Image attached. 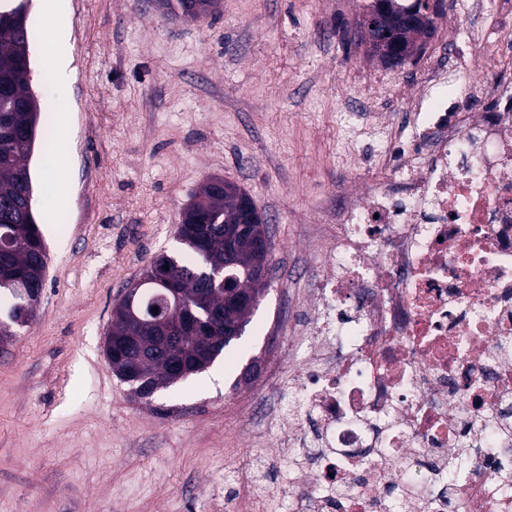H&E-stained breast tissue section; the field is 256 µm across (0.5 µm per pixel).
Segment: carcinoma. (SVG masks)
Instances as JSON below:
<instances>
[{"instance_id": "obj_1", "label": "carcinoma", "mask_w": 512, "mask_h": 512, "mask_svg": "<svg viewBox=\"0 0 512 512\" xmlns=\"http://www.w3.org/2000/svg\"><path fill=\"white\" fill-rule=\"evenodd\" d=\"M432 0H365L357 26L361 39L369 46L372 56L391 66L403 64L414 53L425 48L426 41L415 45L411 29L395 28L392 20L413 17L431 8ZM164 12L199 19L213 14L219 0H157ZM25 0H0V240L16 242L8 251H0V302L8 301L0 317V340L16 335V329L28 321L20 313L26 303L25 291L38 279L43 266L44 244L38 226L34 203V188L27 161L31 157L41 132L40 106L30 84L31 60ZM251 200L239 186L222 196L211 192L210 184L203 185L199 194L186 205L176 227V237L184 256L162 254L154 256L148 267L168 266L167 273L181 279L185 300L202 320L209 311L224 313V320H212L209 335L222 336L227 325L245 329L253 307L224 304L220 291L212 292L211 309L199 306L194 297L202 288L213 284L200 277L203 270L224 266V281L243 292L261 294L265 291L256 277L258 267L270 262V256L256 248L257 238H243L234 261H224V225L238 224L242 218L241 201ZM144 309L162 307V288L152 282L141 287ZM129 326L120 316L112 318L107 332L117 348H122ZM206 334L183 331L166 349L161 358L142 364L141 373L158 386L168 387L177 382L171 377L169 364H190L205 343Z\"/></svg>"}]
</instances>
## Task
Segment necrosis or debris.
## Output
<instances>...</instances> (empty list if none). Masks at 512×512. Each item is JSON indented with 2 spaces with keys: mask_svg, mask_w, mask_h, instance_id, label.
<instances>
[{
  "mask_svg": "<svg viewBox=\"0 0 512 512\" xmlns=\"http://www.w3.org/2000/svg\"><path fill=\"white\" fill-rule=\"evenodd\" d=\"M487 9L451 20L469 61L427 73L412 175L366 181L310 228L313 320L292 331L310 356L268 366L288 399L266 431L241 405L285 476L267 492L229 471L234 512H512V37L477 26ZM463 91L483 112L460 109Z\"/></svg>",
  "mask_w": 512,
  "mask_h": 512,
  "instance_id": "necrosis-or-debris-1",
  "label": "necrosis or debris"
}]
</instances>
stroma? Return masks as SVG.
Wrapping results in <instances>:
<instances>
[{"label":"stroma","mask_w":512,"mask_h":512,"mask_svg":"<svg viewBox=\"0 0 512 512\" xmlns=\"http://www.w3.org/2000/svg\"><path fill=\"white\" fill-rule=\"evenodd\" d=\"M460 2L443 0L425 53L397 67L355 38L360 0H221L200 19L155 0H63L66 40L49 45L29 16L56 148L29 162L45 287L0 345V512H225V468L254 465L238 402L275 400L241 371L307 356L269 327L314 275L305 231L344 186L387 174L389 123L465 41L448 24ZM213 176L264 214L269 285L223 354L145 401L106 362L112 309L153 256L178 252L180 213Z\"/></svg>","instance_id":"obj_1"}]
</instances>
